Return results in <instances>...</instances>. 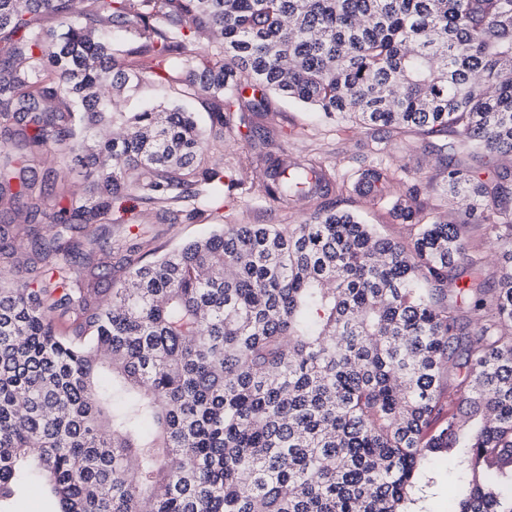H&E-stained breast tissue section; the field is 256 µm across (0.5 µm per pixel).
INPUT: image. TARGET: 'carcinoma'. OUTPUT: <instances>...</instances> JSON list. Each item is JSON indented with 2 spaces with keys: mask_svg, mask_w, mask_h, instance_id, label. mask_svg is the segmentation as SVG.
Wrapping results in <instances>:
<instances>
[{
  "mask_svg": "<svg viewBox=\"0 0 512 512\" xmlns=\"http://www.w3.org/2000/svg\"><path fill=\"white\" fill-rule=\"evenodd\" d=\"M148 78L172 103L112 111ZM270 93L461 135L442 177L497 231V286L464 225L400 203L406 243L319 204L148 264L138 243L85 250L128 200L201 224L238 195L331 194L320 155L267 150ZM197 100L219 133L247 128L236 166ZM0 131V205L18 180L29 226L23 259L0 244V503L35 475L60 512H414L446 453L468 482L448 512H512V174L458 157L512 156V0H0ZM44 153L84 196L47 202ZM396 179L377 158L358 183Z\"/></svg>",
  "mask_w": 512,
  "mask_h": 512,
  "instance_id": "carcinoma-1",
  "label": "carcinoma"
}]
</instances>
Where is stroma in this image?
<instances>
[{
    "instance_id": "1",
    "label": "stroma",
    "mask_w": 512,
    "mask_h": 512,
    "mask_svg": "<svg viewBox=\"0 0 512 512\" xmlns=\"http://www.w3.org/2000/svg\"><path fill=\"white\" fill-rule=\"evenodd\" d=\"M260 122L274 131L275 144L284 146L289 158L302 156L313 148L321 152L336 182L347 186L343 194L330 197L337 209L353 212L364 222L376 225L383 236L401 242L409 241L414 230L411 225L397 220L392 208L396 202L407 200L408 187L419 177L432 174L433 179L417 197L416 206L430 215L465 224L467 240L478 249L487 274L496 275L502 256L490 225L466 223L463 213L448 203L444 183L438 175L443 159L438 147L443 144V137L415 131L392 138L385 147L384 158L397 168L398 177L379 199L353 188L357 170L372 158L370 149L378 137L377 132L349 121L323 122L311 109L275 96L271 97L270 109ZM314 207L313 201L305 199L296 202L293 208L283 209L254 195L225 203L217 221L221 224H297ZM210 230L207 224H159L152 213L138 208L122 213L117 223L105 228L116 240L139 236L140 256L145 263ZM433 470L435 482L428 488L425 499L418 503V512H447L448 492L459 486L460 473L447 458H438Z\"/></svg>"
}]
</instances>
